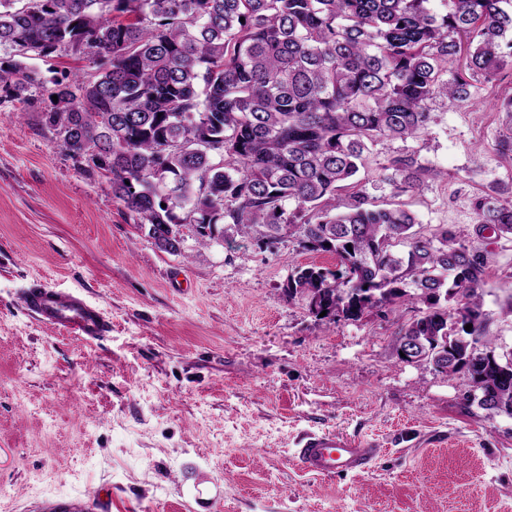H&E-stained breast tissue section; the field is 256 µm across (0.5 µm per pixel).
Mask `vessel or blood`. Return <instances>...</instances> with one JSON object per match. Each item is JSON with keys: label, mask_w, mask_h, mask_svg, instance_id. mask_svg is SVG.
Here are the masks:
<instances>
[{"label": "vessel or blood", "mask_w": 512, "mask_h": 512, "mask_svg": "<svg viewBox=\"0 0 512 512\" xmlns=\"http://www.w3.org/2000/svg\"><path fill=\"white\" fill-rule=\"evenodd\" d=\"M23 304L40 322L71 336L95 340L109 331L101 309L76 291L36 283L26 290ZM376 454V449L362 440L326 432L306 435L295 450L303 471L314 476L362 473Z\"/></svg>", "instance_id": "b4317fda"}]
</instances>
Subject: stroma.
I'll use <instances>...</instances> for the list:
<instances>
[{
	"mask_svg": "<svg viewBox=\"0 0 512 512\" xmlns=\"http://www.w3.org/2000/svg\"><path fill=\"white\" fill-rule=\"evenodd\" d=\"M0 104V512L107 491V512H512V416L466 400L464 373L402 361L392 340L422 302L328 322L283 292L295 268L335 267L295 237L226 230L160 251L105 178L42 128L46 92ZM512 69L468 102L430 104L417 139L374 147L358 181L372 208L403 206L416 232L448 230L486 260V330L512 352V238L474 203L512 185L498 104ZM438 170L395 195L391 158ZM41 282L80 292L111 330L96 340L43 324L22 303ZM371 442L356 476L305 473L308 432Z\"/></svg>",
	"mask_w": 512,
	"mask_h": 512,
	"instance_id": "35a3bbf8",
	"label": "stroma"
}]
</instances>
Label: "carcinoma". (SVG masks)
<instances>
[{
    "label": "carcinoma",
    "instance_id": "1",
    "mask_svg": "<svg viewBox=\"0 0 512 512\" xmlns=\"http://www.w3.org/2000/svg\"><path fill=\"white\" fill-rule=\"evenodd\" d=\"M62 50L96 71L54 80L40 123L108 178L160 251L181 253L172 228L187 222L202 249L226 224L270 240L294 225L304 250L337 263L296 269L288 298L333 322L426 303L394 349L421 339L419 360L465 372L488 395L481 408L512 416L508 359L486 336L483 256L446 228L417 235L411 211L371 209L360 191L336 212L373 147L424 133L430 100H468L512 67V0H0L4 97L26 100L42 87L27 61ZM387 169L397 195L435 175L412 155ZM476 214L512 236V195H486Z\"/></svg>",
    "mask_w": 512,
    "mask_h": 512
}]
</instances>
